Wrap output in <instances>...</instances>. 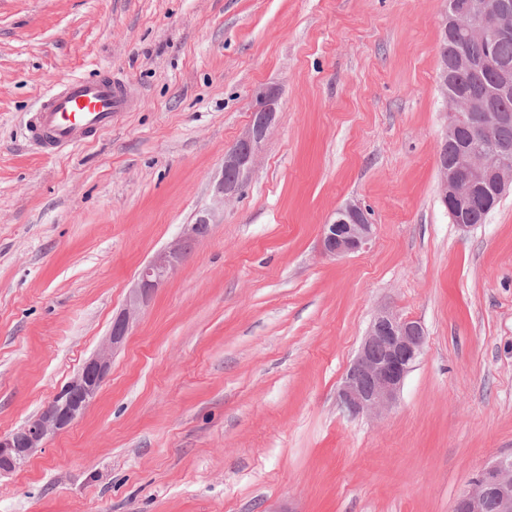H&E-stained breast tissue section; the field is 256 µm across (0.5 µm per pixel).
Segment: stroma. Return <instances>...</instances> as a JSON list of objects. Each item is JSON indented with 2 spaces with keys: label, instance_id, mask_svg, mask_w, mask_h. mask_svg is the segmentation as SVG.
Here are the masks:
<instances>
[{
  "label": "stroma",
  "instance_id": "stroma-1",
  "mask_svg": "<svg viewBox=\"0 0 512 512\" xmlns=\"http://www.w3.org/2000/svg\"><path fill=\"white\" fill-rule=\"evenodd\" d=\"M442 0H0V435L101 345L139 269L210 204L253 91L279 112L242 191L134 319L96 400L0 512H452L512 455V193L439 198ZM109 71L135 104L46 155L27 120ZM364 206V253L323 224ZM383 308L424 326L396 403L336 391ZM323 224L320 247L329 258L339 259L365 250L374 236V224L359 204L348 202Z\"/></svg>",
  "mask_w": 512,
  "mask_h": 512
}]
</instances>
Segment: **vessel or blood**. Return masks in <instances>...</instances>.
Returning a JSON list of instances; mask_svg holds the SVG:
<instances>
[{"mask_svg":"<svg viewBox=\"0 0 512 512\" xmlns=\"http://www.w3.org/2000/svg\"><path fill=\"white\" fill-rule=\"evenodd\" d=\"M132 104L131 92L121 82L100 74L73 78L43 98L28 130L44 153L73 149L111 130Z\"/></svg>","mask_w":512,"mask_h":512,"instance_id":"vessel-or-blood-1","label":"vessel or blood"}]
</instances>
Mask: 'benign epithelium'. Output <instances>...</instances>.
<instances>
[{
    "mask_svg": "<svg viewBox=\"0 0 512 512\" xmlns=\"http://www.w3.org/2000/svg\"><path fill=\"white\" fill-rule=\"evenodd\" d=\"M479 19L459 26L443 11L441 30L458 31L464 39L482 46L491 39L512 34V0H481ZM490 73L501 95L512 93V67L483 53L476 58L458 53L439 58L438 91L450 107V120L443 142L470 130L482 145L499 144L501 128L512 122L509 112H494L485 93L448 98L443 77L448 71L460 74L475 68ZM278 93L268 87L255 92L256 107L247 129L225 152L224 169L210 206L200 210L192 224L183 225L180 235L159 251L142 269L129 289L126 308L112 324L109 335L83 367L56 392L44 410L19 429L0 435V474L22 467L43 450L55 435L67 430L84 415L97 397L110 370L112 359L128 335L133 317L150 290L165 282L188 257L193 245L206 237L224 203L237 195L256 162L260 143L276 119ZM440 199L453 223L464 228L460 213L473 198L476 188L488 187L494 197L512 189V163H495L478 149L460 153L448 162L438 152ZM374 236V224L359 204L348 202L322 226L320 247L329 258L339 259L365 250ZM422 325L391 310L379 312L369 324L358 353L338 390L340 407L350 414L379 413L395 404L404 380L421 355L425 344ZM453 512H512V455L503 456L481 469L471 487L456 500Z\"/></svg>",
    "mask_w": 512,
    "mask_h": 512,
    "instance_id": "1",
    "label": "benign epithelium"
}]
</instances>
